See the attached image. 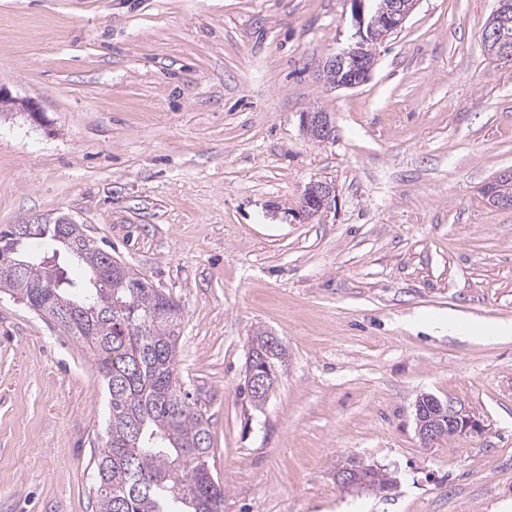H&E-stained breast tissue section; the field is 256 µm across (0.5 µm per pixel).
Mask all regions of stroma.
Returning a JSON list of instances; mask_svg holds the SVG:
<instances>
[{"label":"stroma","instance_id":"1","mask_svg":"<svg viewBox=\"0 0 512 512\" xmlns=\"http://www.w3.org/2000/svg\"><path fill=\"white\" fill-rule=\"evenodd\" d=\"M496 0H420L365 83L324 77L357 40L350 0H0V230L69 216L185 306L178 366L210 418L224 512H512V61ZM328 113L333 137L303 135ZM314 180L336 205L299 221ZM288 350L263 411L248 338ZM481 432L423 445L421 393ZM92 356L0 294V512H94L106 420ZM393 489H344L348 459ZM499 1H498V3H499ZM504 2L507 6V9L505 11V13H507V15L503 18L504 22L499 24V29H500L504 39L509 41L510 44L512 45V0H504ZM504 2L501 1L499 3V7H497L495 9L491 19L489 20V22L486 25V30H485V35H484V46H485L488 54L495 56L496 58L505 59L504 57H508L509 59H512L511 58L512 57L511 49H510L509 44H502L499 41L493 42L495 39L493 31L497 27V24L500 21V17L502 16V13L504 11V9L502 7ZM485 37H486V40L488 43H492L493 46L491 48L487 47V45L485 43ZM490 51L497 52L500 56H503V57H499L498 55L493 54Z\"/></svg>","mask_w":512,"mask_h":512}]
</instances>
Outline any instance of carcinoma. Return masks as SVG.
I'll return each instance as SVG.
<instances>
[{
    "mask_svg": "<svg viewBox=\"0 0 512 512\" xmlns=\"http://www.w3.org/2000/svg\"><path fill=\"white\" fill-rule=\"evenodd\" d=\"M77 247L64 254L83 267V279L63 271L53 280L46 258L26 253L14 278L0 277V292L32 306L98 362L108 418L92 453L95 512H224V484L208 464L209 418L178 368L184 306L93 241ZM248 344L244 392L260 410L278 387L287 350L266 332ZM255 379L266 384L260 394ZM364 470L366 489L393 487L380 469Z\"/></svg>",
    "mask_w": 512,
    "mask_h": 512,
    "instance_id": "cac0c4a2",
    "label": "carcinoma"
}]
</instances>
